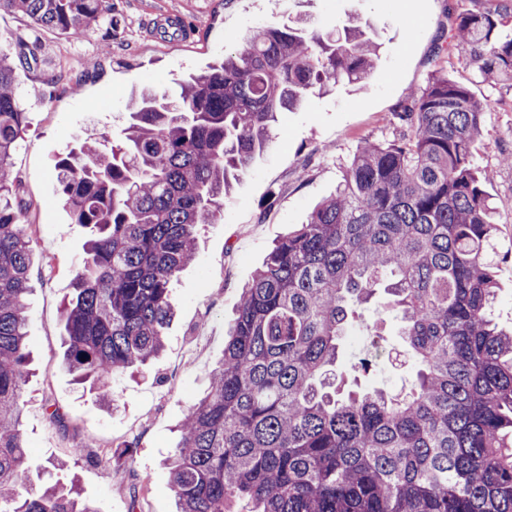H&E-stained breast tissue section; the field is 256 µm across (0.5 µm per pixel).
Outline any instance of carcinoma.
Masks as SVG:
<instances>
[{
	"mask_svg": "<svg viewBox=\"0 0 512 512\" xmlns=\"http://www.w3.org/2000/svg\"><path fill=\"white\" fill-rule=\"evenodd\" d=\"M108 0H0L80 38ZM512 8L467 10L449 50L512 81ZM379 44L358 21L261 28L183 80L138 92L123 141L88 137L57 162L59 196L89 232L63 303L62 365L100 406L112 377L165 345L171 284L197 229L273 142L278 114L339 82H364ZM0 45V512H97L75 483L18 489L28 445L20 390L31 361L29 225L11 158L26 130ZM484 106L435 71L397 112L388 143L363 142L336 191L281 238L241 289L224 356L168 459L179 512H512V330L492 311L496 224L473 165ZM402 316L417 379L403 395L342 392L328 378L347 325L378 289Z\"/></svg>",
	"mask_w": 512,
	"mask_h": 512,
	"instance_id": "1",
	"label": "carcinoma"
}]
</instances>
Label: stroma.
I'll return each instance as SVG.
<instances>
[{
	"label": "stroma",
	"instance_id": "35a3bbf8",
	"mask_svg": "<svg viewBox=\"0 0 512 512\" xmlns=\"http://www.w3.org/2000/svg\"><path fill=\"white\" fill-rule=\"evenodd\" d=\"M471 6V0H110L99 23L76 40L0 11V39L21 36L36 46L34 60L15 72L27 128L11 166L29 205L25 221L35 227L28 313L35 371L21 392L30 458L25 486L74 480L98 512H177L164 460L177 424L224 352L241 289L273 244L335 190L364 140H393L396 112L437 70L487 106L474 164L489 175L485 189L495 209L496 320L512 327V167L500 163L512 153V90L481 82L446 50L456 14ZM162 10L186 16L198 41L177 43L158 27ZM299 14L317 28L352 18L367 24L380 45L374 68L362 84L337 85L280 113L270 149L235 181L219 222L198 230L195 258L172 285L175 316L163 354L140 373L114 377L118 406L103 411L61 365V308L82 268L86 231L59 198L55 163L89 135L120 139L140 89L173 91L182 78L233 53L249 33ZM367 320L368 328L348 327L342 342L345 389L409 392L415 369L398 313L371 312ZM88 433L96 438L90 448ZM127 441L135 444L131 461L118 467L102 460L103 449ZM67 457L70 470H52L55 459Z\"/></svg>",
	"mask_w": 512,
	"mask_h": 512
}]
</instances>
